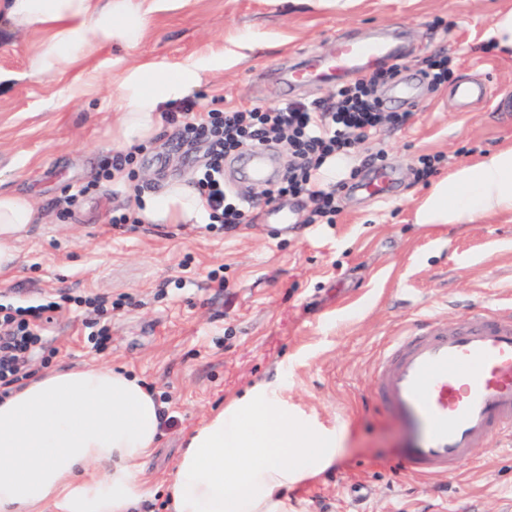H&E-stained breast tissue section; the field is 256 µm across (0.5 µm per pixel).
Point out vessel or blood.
Listing matches in <instances>:
<instances>
[{
    "mask_svg": "<svg viewBox=\"0 0 512 512\" xmlns=\"http://www.w3.org/2000/svg\"><path fill=\"white\" fill-rule=\"evenodd\" d=\"M399 37L374 31L362 40H340L334 54L310 55L287 79L289 88L361 74L401 56ZM418 85L401 78L388 105L413 104ZM243 180L260 188L272 185L276 169L268 148L254 146L239 158ZM396 172L384 167L362 183L378 199L391 194ZM384 414L399 419L408 439L402 467L422 476L455 472L475 449L493 441L512 446V312L481 311L449 329L434 320L406 328L388 345L373 372Z\"/></svg>",
    "mask_w": 512,
    "mask_h": 512,
    "instance_id": "b4317fda",
    "label": "vessel or blood"
}]
</instances>
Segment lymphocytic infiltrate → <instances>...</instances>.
Here are the masks:
<instances>
[{"label": "lymphocytic infiltrate", "mask_w": 512, "mask_h": 512, "mask_svg": "<svg viewBox=\"0 0 512 512\" xmlns=\"http://www.w3.org/2000/svg\"><path fill=\"white\" fill-rule=\"evenodd\" d=\"M406 67L396 61L361 75L340 87L335 97L311 103L289 101L271 107L232 108L200 112L185 100L168 109L166 123L176 129L178 144L203 145L207 161L196 186L204 196L210 223L234 229L253 223L255 201L240 197L224 181V160L235 151L254 145L287 144L294 163L282 181L265 189V205L288 197L307 198L311 224H330L340 208L346 181L323 188L316 173L325 160L349 154L356 142L374 136L383 124H404L406 113L381 109L377 87ZM125 298L73 297L53 294L38 305L0 304V397L30 377L29 364L45 343V325L53 314L83 307L100 315L124 307Z\"/></svg>", "instance_id": "lymphocytic-infiltrate-1"}]
</instances>
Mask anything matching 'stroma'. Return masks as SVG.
Masks as SVG:
<instances>
[{
    "mask_svg": "<svg viewBox=\"0 0 512 512\" xmlns=\"http://www.w3.org/2000/svg\"><path fill=\"white\" fill-rule=\"evenodd\" d=\"M136 49H103L83 75V93L63 112L53 101L73 79L64 71L0 89V188L28 195L39 222L20 246L21 263L0 276V303L36 301L59 290L74 296L130 295L113 311L112 343L94 347L95 315L77 309L47 327L49 363L109 365L155 390L164 412L147 465L146 512H167L165 486L185 433L254 383L284 374L297 417L344 433L335 463L294 485L288 512H506L512 504V448H481L451 476H420L397 462L398 421L379 410L371 370L382 346L418 315L448 325L491 305L512 307V217L478 224H419L415 209L431 183L418 180L423 155H441L439 176L512 142V56L482 52L494 14L512 0H164ZM401 31L412 69L442 53L447 83L424 88L400 128L383 126L355 144L350 168L366 176L384 153L398 170L393 196L343 195L332 224H310L307 199L296 223L269 233L263 221L235 232L197 224L113 229V212L134 195L171 182L194 183L202 149L167 154L164 127L136 154V177L105 172L116 81L143 61L174 69L223 56L194 98L203 110L284 102L280 77L303 55L376 30ZM33 29L0 38V70L24 72L43 38ZM478 80L506 97L455 106L453 84ZM223 268L224 287H208Z\"/></svg>",
    "mask_w": 512,
    "mask_h": 512,
    "instance_id": "35a3bbf8",
    "label": "stroma"
}]
</instances>
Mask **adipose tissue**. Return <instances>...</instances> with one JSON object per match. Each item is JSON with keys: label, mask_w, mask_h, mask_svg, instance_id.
Segmentation results:
<instances>
[{"label": "adipose tissue", "mask_w": 512, "mask_h": 512, "mask_svg": "<svg viewBox=\"0 0 512 512\" xmlns=\"http://www.w3.org/2000/svg\"><path fill=\"white\" fill-rule=\"evenodd\" d=\"M156 0H0V34L42 28L25 78L87 69L98 53L137 46ZM201 66L132 67L112 106V144L127 151L162 128L166 103L193 95ZM133 206L147 224H201L199 193L174 182ZM512 214V143L457 166L416 211L420 224H475ZM37 220L24 195L0 189V275L19 265ZM161 405L127 372L56 369L0 398V512H139L145 465L157 447ZM340 441L290 415L281 387L261 382L209 413L188 434L166 486L171 512H288V490L330 467Z\"/></svg>", "instance_id": "ef3b65f1"}]
</instances>
